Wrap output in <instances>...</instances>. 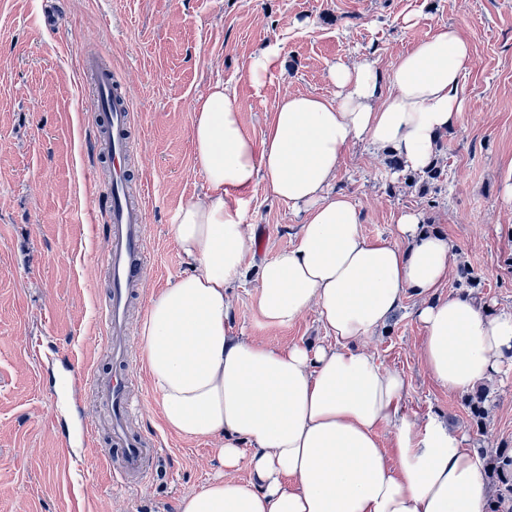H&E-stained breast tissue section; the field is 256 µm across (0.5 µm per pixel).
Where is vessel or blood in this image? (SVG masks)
Instances as JSON below:
<instances>
[{"label": "vessel or blood", "instance_id": "vessel-or-blood-1", "mask_svg": "<svg viewBox=\"0 0 512 512\" xmlns=\"http://www.w3.org/2000/svg\"><path fill=\"white\" fill-rule=\"evenodd\" d=\"M84 75L87 88L105 114L104 122L94 129V143L97 153L108 158L112 185L106 208L110 234L103 259L111 289L101 314L115 369L107 377H89L79 371L74 377L81 383L91 382L99 405L110 414L114 459L108 469L113 485L128 489L146 480L157 456L156 440L129 425L133 401L128 370L131 357L128 311L131 288L142 282L146 265V203L129 192L130 159L138 147L129 133L133 124L129 101L118 90L111 69L99 57H85Z\"/></svg>", "mask_w": 512, "mask_h": 512}]
</instances>
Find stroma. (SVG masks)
Wrapping results in <instances>:
<instances>
[{
	"instance_id": "stroma-1",
	"label": "stroma",
	"mask_w": 512,
	"mask_h": 512,
	"mask_svg": "<svg viewBox=\"0 0 512 512\" xmlns=\"http://www.w3.org/2000/svg\"><path fill=\"white\" fill-rule=\"evenodd\" d=\"M42 6L0 0V512H177L182 496L221 471L217 441L185 439L164 425L141 353L129 367L133 395L158 453L137 488L113 489L106 434L83 453L69 441L75 409L51 387L71 360L89 374L113 369L100 308L109 289L99 231L107 189L90 180L108 163L92 153L94 100L79 76L90 51L106 54L126 90L139 143L133 178L150 189L133 333L151 297L190 271L172 224L206 189L191 134L194 104L212 83L235 88L241 122L259 139L284 96L333 94V65L372 58L388 68L443 25L462 34L471 57L464 110L437 152L447 177L436 204L388 174L384 151L366 142L345 153L335 188L356 204L369 237L394 238L400 212L420 213L455 244L448 292L465 265L481 279L480 302L512 313V200L503 195L512 161V0H65L49 29L37 22ZM276 40L282 57L254 86L250 59ZM302 219L256 193L247 221L251 235L266 234L267 242L252 248L243 279L227 290L236 333L267 345L322 342L315 312L266 328L251 305L257 265L291 247ZM416 305L406 299L365 349L407 377L415 419L443 415L469 448L512 447V364L488 382L489 417L478 430L463 395L437 385L423 365Z\"/></svg>"
}]
</instances>
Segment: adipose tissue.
<instances>
[{"label": "adipose tissue", "mask_w": 512, "mask_h": 512, "mask_svg": "<svg viewBox=\"0 0 512 512\" xmlns=\"http://www.w3.org/2000/svg\"><path fill=\"white\" fill-rule=\"evenodd\" d=\"M470 54L443 26L388 70L372 59L334 65L333 96L284 97L258 140L223 83L196 101L207 190L173 226L191 271L152 297L141 331L165 425L220 443L223 478L181 497L179 512H488L480 453L440 416L412 417L404 375L361 343L417 297L424 366L465 394L512 362V315L445 294L452 244L421 214L401 212L394 239L369 238L355 203L331 190L359 139L426 170L463 110ZM259 188L303 222L290 248L261 262L253 308L268 328L315 311L326 342L269 346L232 329L225 290L251 250L246 219ZM243 462L251 481L234 476Z\"/></svg>", "instance_id": "1"}]
</instances>
